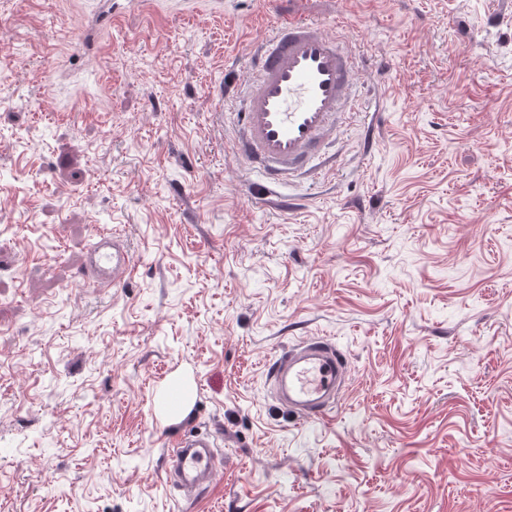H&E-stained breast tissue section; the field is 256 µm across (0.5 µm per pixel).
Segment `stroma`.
<instances>
[{
  "label": "stroma",
  "mask_w": 512,
  "mask_h": 512,
  "mask_svg": "<svg viewBox=\"0 0 512 512\" xmlns=\"http://www.w3.org/2000/svg\"><path fill=\"white\" fill-rule=\"evenodd\" d=\"M112 3L0 0V512H512V0ZM297 16L343 25L379 128L257 198L231 103ZM115 226L139 268L92 287ZM316 336L320 422L269 376ZM345 361L327 339H307L289 349L271 369L280 403L313 419L324 416L346 383ZM216 442L212 436L195 442L181 439L172 443V470H166V478L188 494H196L205 489L212 480L216 468L213 449Z\"/></svg>",
  "instance_id": "obj_1"
}]
</instances>
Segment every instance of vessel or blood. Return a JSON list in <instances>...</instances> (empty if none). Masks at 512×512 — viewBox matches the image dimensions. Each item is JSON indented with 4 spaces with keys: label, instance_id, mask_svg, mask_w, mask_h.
Segmentation results:
<instances>
[{
    "label": "vessel or blood",
    "instance_id": "vessel-or-blood-1",
    "mask_svg": "<svg viewBox=\"0 0 512 512\" xmlns=\"http://www.w3.org/2000/svg\"><path fill=\"white\" fill-rule=\"evenodd\" d=\"M356 60L341 36L313 19L279 21L251 57L239 103L236 153L249 170L274 186L325 168L327 148L348 117L360 111L355 94ZM86 273L98 288H113L130 276L136 258L117 233L107 231L87 249ZM280 403L313 419L338 398L346 364L328 340L309 339L289 349L271 369ZM214 438L174 442L166 477L183 491L205 489L215 469Z\"/></svg>",
    "mask_w": 512,
    "mask_h": 512
}]
</instances>
